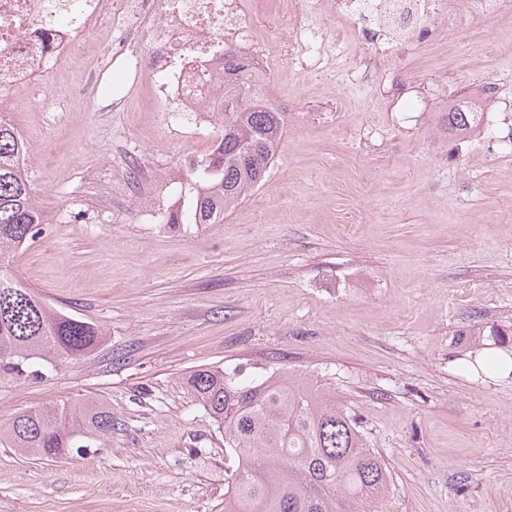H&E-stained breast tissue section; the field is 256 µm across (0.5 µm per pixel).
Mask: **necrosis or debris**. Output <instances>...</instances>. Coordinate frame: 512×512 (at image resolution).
<instances>
[{
    "label": "necrosis or debris",
    "mask_w": 512,
    "mask_h": 512,
    "mask_svg": "<svg viewBox=\"0 0 512 512\" xmlns=\"http://www.w3.org/2000/svg\"><path fill=\"white\" fill-rule=\"evenodd\" d=\"M463 10L512 15V0H0V77L25 84L74 64L96 51L79 34L110 26L122 34L114 56L148 78L161 111L201 128L224 113L225 47L262 85L281 58L327 65L354 48L355 80L372 85L413 47L439 42ZM272 21L285 38L266 39Z\"/></svg>",
    "instance_id": "1"
}]
</instances>
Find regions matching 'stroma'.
<instances>
[{
  "mask_svg": "<svg viewBox=\"0 0 512 512\" xmlns=\"http://www.w3.org/2000/svg\"><path fill=\"white\" fill-rule=\"evenodd\" d=\"M84 40L112 51V32ZM492 85L480 132L442 122ZM290 108L265 181L220 224L165 221L184 163L220 125L171 126L121 60L0 80L34 157L44 233L21 279L101 326L90 355L0 384V421L89 400L108 439L37 459L0 447V512H224L233 462L188 384L196 370L314 378L388 467L384 512H512V19L460 12L383 87L283 62ZM493 353L481 354L480 358L476 360L478 368L487 375H500L507 376L509 371H512V358L506 354L495 352L494 348H489ZM502 354V355H501ZM493 360L492 364L489 361Z\"/></svg>",
  "mask_w": 512,
  "mask_h": 512,
  "instance_id": "35a3bbf8",
  "label": "stroma"
}]
</instances>
